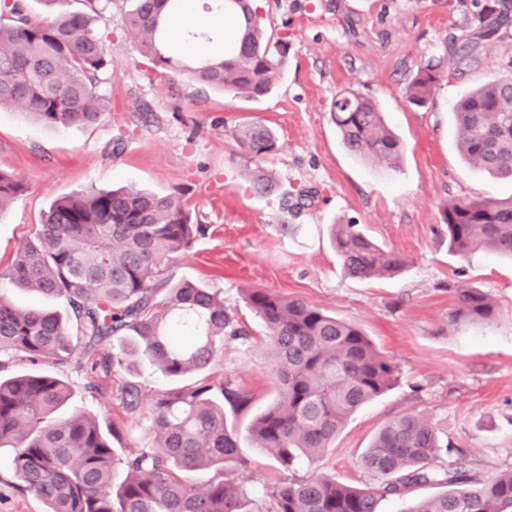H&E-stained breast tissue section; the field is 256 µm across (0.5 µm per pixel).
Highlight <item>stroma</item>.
I'll use <instances>...</instances> for the list:
<instances>
[{
  "label": "stroma",
  "mask_w": 512,
  "mask_h": 512,
  "mask_svg": "<svg viewBox=\"0 0 512 512\" xmlns=\"http://www.w3.org/2000/svg\"><path fill=\"white\" fill-rule=\"evenodd\" d=\"M493 0H256L270 33L287 35L288 63L272 92L250 100L200 90L185 77L153 66L135 49L120 17L132 0H112L95 26L109 68L104 92L110 109L90 127L53 128L0 110V170L23 180L24 192L0 214V269L24 246L40 216L60 197L89 187L181 192L193 223L205 232L175 260L173 280L221 291L224 304L248 324V345L227 343L213 380L232 377L254 392V410L272 398L264 326L246 305L247 289L266 288L357 321L398 366L387 393L350 417L333 448L315 465L297 467L305 479L325 474L358 487L375 478L361 452L391 417L414 411L438 423L461 448L478 477L512 469V261L485 252L463 258L448 249L439 206L449 199L512 196V181L469 165L458 150L454 108L471 88L512 75V39L487 43L478 63L440 82L426 105L409 102L407 86L428 61L450 62L448 48L464 40ZM352 88L375 99L405 145L397 169L350 156L329 108L337 91ZM270 127L277 150L269 168L282 189L307 191L288 212L277 197L258 192L246 175L233 134L238 125ZM364 225L383 248L404 256L397 277H346L329 243L332 224ZM481 289L495 303L494 322L456 327L448 322L449 284ZM67 378L71 404L101 426L122 420L138 434L150 427L149 402L173 383L148 364L94 378L76 348ZM99 389H91V382ZM142 391L137 412H126L122 388ZM238 421L249 465L237 474L252 512H267L270 491L285 474L254 447Z\"/></svg>",
  "instance_id": "stroma-1"
}]
</instances>
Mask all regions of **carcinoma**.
Masks as SVG:
<instances>
[{
  "mask_svg": "<svg viewBox=\"0 0 512 512\" xmlns=\"http://www.w3.org/2000/svg\"><path fill=\"white\" fill-rule=\"evenodd\" d=\"M85 2V12L35 17L27 0H0V107L19 106L22 116L52 127L101 122L109 109L101 88L109 59L92 21L112 0ZM179 2L134 0L121 24L137 52L203 89L267 96L290 45L270 44L258 8L250 0L227 4L224 15L235 19L236 29L224 35L221 50L195 55L174 42L166 26L165 9ZM479 22L471 37L451 45L459 72L478 62L483 45L512 35V3L486 6ZM442 78L437 65L420 68L409 100L426 103ZM330 117L352 155L399 167L403 144L374 99L342 89ZM454 121L466 161L512 178V77L493 78L466 94ZM236 141L256 189L288 199L268 169L276 151L273 131L248 123ZM23 190L21 179L0 171V212ZM439 214L453 253L489 251L512 259V197L451 199ZM201 232L177 193L91 188L54 200L34 238L0 272L70 309L63 315L19 308L0 290V370L25 365L0 376V452L10 454L11 487L36 495L46 512H251L246 490L233 477L248 460L230 420L251 407L254 394L229 377H210L224 344H245L251 334L219 292L191 281L174 284L169 274L170 263ZM331 245L353 280L390 278L406 266L402 255L382 249L354 222L333 225ZM448 292L455 300L451 324L496 318V305L481 290L453 284ZM245 302L264 324L274 381V398L252 418L248 434L284 471L302 459L317 462L347 420L392 387L396 365L355 321L264 288L249 290ZM111 336L119 338L115 350L100 351ZM81 343L95 355V374L108 376L135 357L182 382L152 401L151 445L118 455L112 440L135 439L130 428L114 422L106 433L94 417L69 410L72 390L64 373ZM450 453L456 459L442 465ZM360 463L379 478L377 485L352 487L326 475L284 479L270 493L269 512H376L379 499L407 496L427 484L443 491L413 499L407 512H512V470L478 479L464 453L415 412L389 419ZM119 467L126 476L114 491ZM211 470L216 477L200 483Z\"/></svg>",
  "mask_w": 512,
  "mask_h": 512,
  "instance_id": "1",
  "label": "carcinoma"
}]
</instances>
